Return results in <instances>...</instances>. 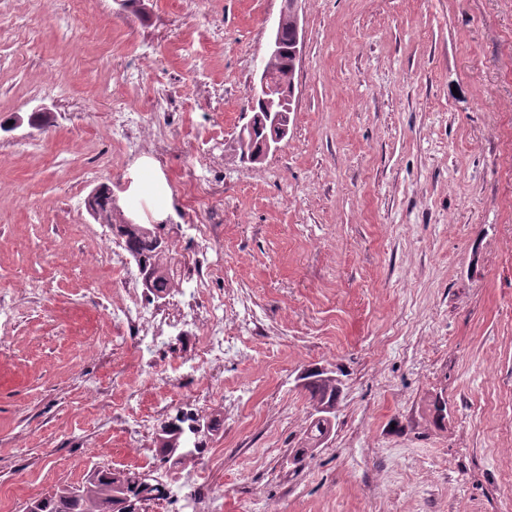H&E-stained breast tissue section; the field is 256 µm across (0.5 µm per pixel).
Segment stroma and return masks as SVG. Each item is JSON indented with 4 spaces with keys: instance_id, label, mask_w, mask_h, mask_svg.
<instances>
[{
    "instance_id": "obj_1",
    "label": "stroma",
    "mask_w": 512,
    "mask_h": 512,
    "mask_svg": "<svg viewBox=\"0 0 512 512\" xmlns=\"http://www.w3.org/2000/svg\"><path fill=\"white\" fill-rule=\"evenodd\" d=\"M145 4L9 5L39 50L0 73L8 512L104 465L161 475L169 495L148 512L197 492L216 512H512V0H301L290 130L260 164L224 145L252 115L283 0ZM116 101L145 143L165 138L164 156L125 152L106 119ZM35 112L47 123L29 124ZM148 164L171 194L173 251L195 224L216 230L197 305L223 297L236 352L207 396L187 366L177 389L160 384L189 355L194 316L142 354L97 314L138 271L113 267L86 199L109 186L149 222L133 192ZM312 368L345 385L327 444L298 463L311 413L298 377ZM159 401L128 439L122 415ZM189 409L222 419L201 489L155 452Z\"/></svg>"
}]
</instances>
